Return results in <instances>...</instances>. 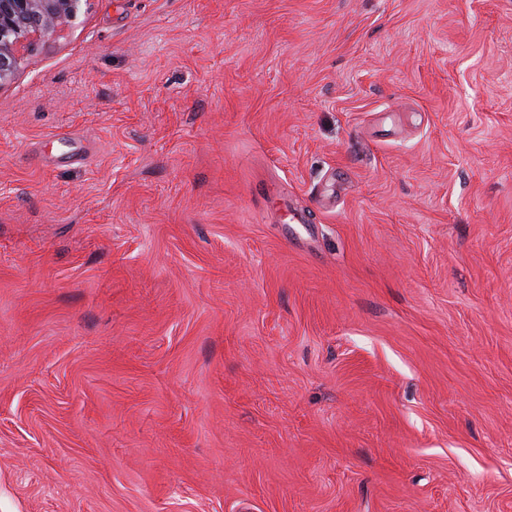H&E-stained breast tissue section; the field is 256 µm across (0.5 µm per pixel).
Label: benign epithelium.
<instances>
[{
    "mask_svg": "<svg viewBox=\"0 0 512 512\" xmlns=\"http://www.w3.org/2000/svg\"><path fill=\"white\" fill-rule=\"evenodd\" d=\"M84 0H0V84L10 79L16 53L32 38L65 30Z\"/></svg>",
    "mask_w": 512,
    "mask_h": 512,
    "instance_id": "obj_1",
    "label": "benign epithelium"
}]
</instances>
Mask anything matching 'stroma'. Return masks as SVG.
Returning a JSON list of instances; mask_svg holds the SVG:
<instances>
[{"label":"stroma","mask_w":512,"mask_h":512,"mask_svg":"<svg viewBox=\"0 0 512 512\" xmlns=\"http://www.w3.org/2000/svg\"><path fill=\"white\" fill-rule=\"evenodd\" d=\"M0 512H512V0H87L21 50Z\"/></svg>","instance_id":"stroma-1"}]
</instances>
